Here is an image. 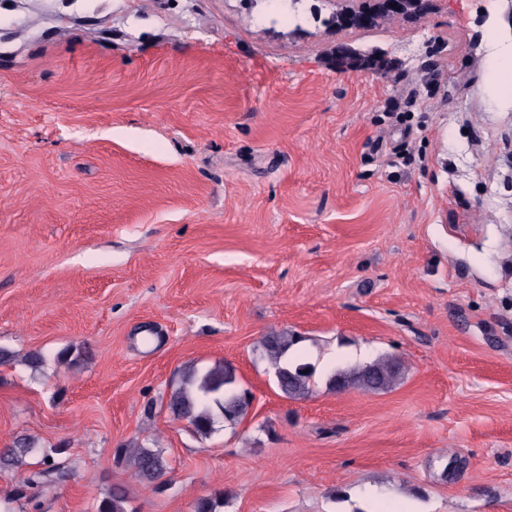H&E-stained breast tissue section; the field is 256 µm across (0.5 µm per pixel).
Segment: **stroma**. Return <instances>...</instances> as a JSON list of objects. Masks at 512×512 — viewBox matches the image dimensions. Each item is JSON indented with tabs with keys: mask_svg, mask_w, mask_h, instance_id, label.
Returning a JSON list of instances; mask_svg holds the SVG:
<instances>
[{
	"mask_svg": "<svg viewBox=\"0 0 512 512\" xmlns=\"http://www.w3.org/2000/svg\"><path fill=\"white\" fill-rule=\"evenodd\" d=\"M344 6L0 0V445H66L40 512H512V0ZM384 356L393 389L330 388ZM224 363L254 399L202 438L166 403ZM433 0H376L377 10L394 15L422 18L430 13ZM378 11L349 8L341 15V21L356 27H368L379 15ZM304 341V336L294 334L265 336L263 340L265 356L275 369L277 387L289 399L303 398L313 392V367L302 362L301 357H293ZM116 456L118 462L125 461L132 466L138 479L145 481L147 484H155L156 490L162 484L158 480L167 474L170 469L163 451L158 448L122 447L116 449ZM129 497L124 487L114 486L109 494L101 499L96 512H138L135 507H129Z\"/></svg>",
	"mask_w": 512,
	"mask_h": 512,
	"instance_id": "1",
	"label": "stroma"
}]
</instances>
